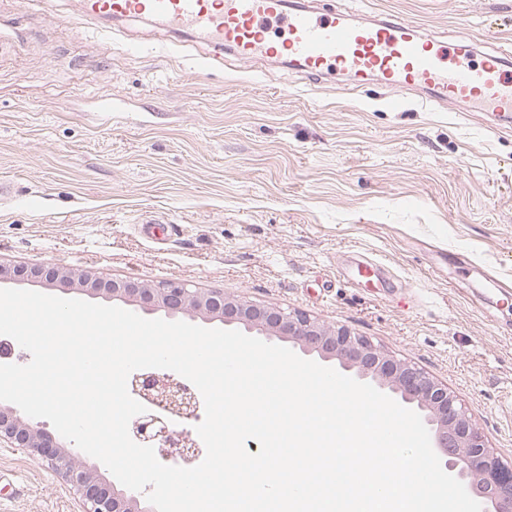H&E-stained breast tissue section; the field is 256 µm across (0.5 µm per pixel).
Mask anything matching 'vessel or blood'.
Listing matches in <instances>:
<instances>
[{"label":"vessel or blood","instance_id":"obj_1","mask_svg":"<svg viewBox=\"0 0 512 512\" xmlns=\"http://www.w3.org/2000/svg\"><path fill=\"white\" fill-rule=\"evenodd\" d=\"M76 18L145 17L162 30L188 34L193 45L249 64L283 56L315 78L347 72L380 73L387 84L431 103L463 102L496 122L512 120V50L500 48L474 61L469 26L452 38L395 16L355 26L348 14L323 15L305 0H77Z\"/></svg>","mask_w":512,"mask_h":512}]
</instances>
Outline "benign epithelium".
Wrapping results in <instances>:
<instances>
[{
    "label": "benign epithelium",
    "mask_w": 512,
    "mask_h": 512,
    "mask_svg": "<svg viewBox=\"0 0 512 512\" xmlns=\"http://www.w3.org/2000/svg\"><path fill=\"white\" fill-rule=\"evenodd\" d=\"M58 291L114 305L144 315L188 318L204 324L244 330L258 339L288 343L305 355L334 362L350 377L368 383L409 409L418 411L437 448L442 468L474 495L482 512H512V464L489 448L459 399L442 383L404 359L343 326L325 324L299 310L258 305L224 290L192 288L181 282L149 283L104 279L91 271L44 263H0V285ZM129 393L147 412L129 424L133 441L151 445L164 460L190 461L199 454L188 431L173 418L199 419L196 389L161 369L132 372ZM37 456L76 494L81 512H155L142 492L110 480L65 446L63 438L41 423L0 405V445Z\"/></svg>",
    "instance_id": "benign-epithelium-1"
}]
</instances>
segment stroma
Returning <instances> with one entry per match:
<instances>
[{"instance_id":"1","label":"stroma","mask_w":512,"mask_h":512,"mask_svg":"<svg viewBox=\"0 0 512 512\" xmlns=\"http://www.w3.org/2000/svg\"><path fill=\"white\" fill-rule=\"evenodd\" d=\"M0 0V260L184 281L347 327L453 391L512 461V126L384 84L210 66L143 18ZM484 46L512 0H363ZM378 261L379 276L354 264ZM0 447V512H78Z\"/></svg>"}]
</instances>
